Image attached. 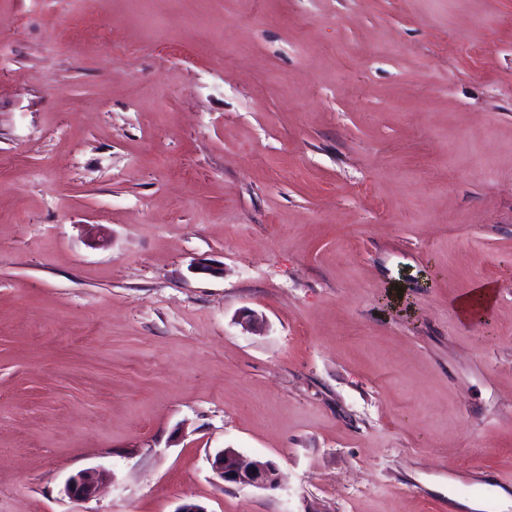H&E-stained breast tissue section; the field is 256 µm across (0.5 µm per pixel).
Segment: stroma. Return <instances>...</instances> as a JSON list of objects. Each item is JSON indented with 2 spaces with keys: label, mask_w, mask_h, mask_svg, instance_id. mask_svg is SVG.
Segmentation results:
<instances>
[{
  "label": "stroma",
  "mask_w": 512,
  "mask_h": 512,
  "mask_svg": "<svg viewBox=\"0 0 512 512\" xmlns=\"http://www.w3.org/2000/svg\"><path fill=\"white\" fill-rule=\"evenodd\" d=\"M503 493L512 0H0V512ZM494 303V289L489 284L478 285L456 303V310L463 320L476 318L484 310H490ZM212 468L226 483L259 489H276L280 485L279 470L273 461L247 462L232 448L218 451L212 459ZM101 474L94 469H88L71 476L65 483V493L78 501L95 497L99 490Z\"/></svg>",
  "instance_id": "obj_1"
}]
</instances>
